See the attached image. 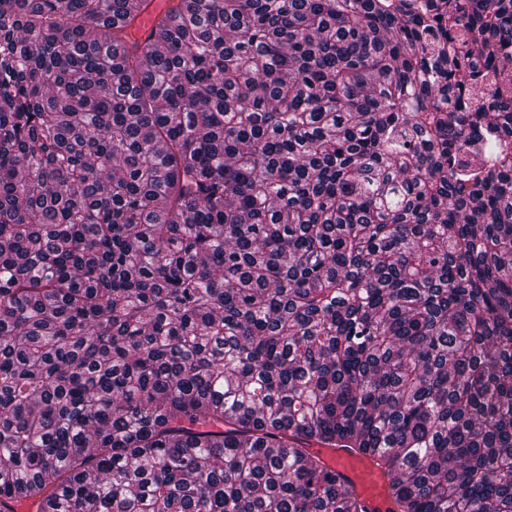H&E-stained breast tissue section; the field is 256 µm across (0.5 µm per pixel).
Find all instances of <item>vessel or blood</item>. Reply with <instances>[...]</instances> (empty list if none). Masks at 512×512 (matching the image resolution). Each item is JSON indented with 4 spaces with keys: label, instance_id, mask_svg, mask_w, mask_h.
I'll use <instances>...</instances> for the list:
<instances>
[{
    "label": "vessel or blood",
    "instance_id": "1",
    "mask_svg": "<svg viewBox=\"0 0 512 512\" xmlns=\"http://www.w3.org/2000/svg\"><path fill=\"white\" fill-rule=\"evenodd\" d=\"M169 7L170 0H149L128 29L130 39L137 41L146 37L158 17L165 14ZM309 452L335 470L340 482L356 494L367 512H393L395 504L388 479L374 457L346 448L318 444L311 445Z\"/></svg>",
    "mask_w": 512,
    "mask_h": 512
}]
</instances>
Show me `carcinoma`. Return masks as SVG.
<instances>
[{
	"mask_svg": "<svg viewBox=\"0 0 512 512\" xmlns=\"http://www.w3.org/2000/svg\"><path fill=\"white\" fill-rule=\"evenodd\" d=\"M0 0V512H512V0ZM172 4L169 0H149L146 8L128 28L130 39L137 41L146 37L158 17L165 14ZM306 452L320 457L336 471L339 481L365 505L368 512H390L395 504L388 479L374 457L346 448L313 444Z\"/></svg>",
	"mask_w": 512,
	"mask_h": 512,
	"instance_id": "carcinoma-1",
	"label": "carcinoma"
}]
</instances>
